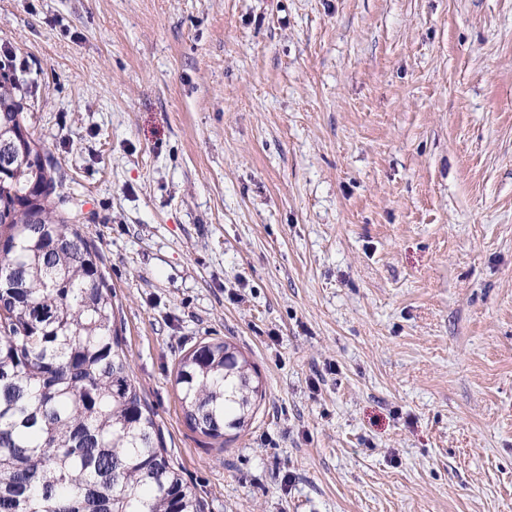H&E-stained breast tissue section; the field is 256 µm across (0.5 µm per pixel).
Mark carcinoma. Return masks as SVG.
Instances as JSON below:
<instances>
[{
    "mask_svg": "<svg viewBox=\"0 0 512 512\" xmlns=\"http://www.w3.org/2000/svg\"><path fill=\"white\" fill-rule=\"evenodd\" d=\"M24 107L0 76V512H204L130 375L99 253L58 209L57 162L16 140ZM49 188L34 211L17 205ZM187 425L224 445L263 397L234 345L202 342L178 363Z\"/></svg>",
    "mask_w": 512,
    "mask_h": 512,
    "instance_id": "obj_1",
    "label": "carcinoma"
}]
</instances>
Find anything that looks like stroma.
<instances>
[{
	"mask_svg": "<svg viewBox=\"0 0 512 512\" xmlns=\"http://www.w3.org/2000/svg\"><path fill=\"white\" fill-rule=\"evenodd\" d=\"M0 72L205 512H512V0H0ZM176 385L187 425L221 446L229 441L227 430L248 425L263 397L256 367L226 341L202 342L186 352Z\"/></svg>",
	"mask_w": 512,
	"mask_h": 512,
	"instance_id": "stroma-1",
	"label": "stroma"
}]
</instances>
